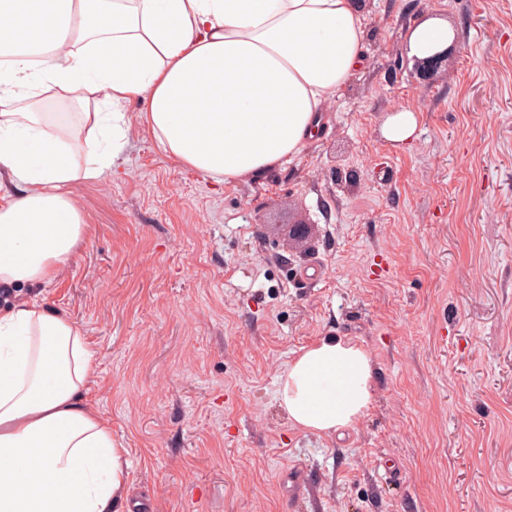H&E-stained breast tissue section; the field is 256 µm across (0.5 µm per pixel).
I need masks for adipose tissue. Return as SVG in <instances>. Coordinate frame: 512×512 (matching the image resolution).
Masks as SVG:
<instances>
[{
    "instance_id": "ef3b65f1",
    "label": "adipose tissue",
    "mask_w": 512,
    "mask_h": 512,
    "mask_svg": "<svg viewBox=\"0 0 512 512\" xmlns=\"http://www.w3.org/2000/svg\"><path fill=\"white\" fill-rule=\"evenodd\" d=\"M355 0H0V288L40 286L70 265L87 226L73 183L118 167L123 107L139 99L159 146L210 178H260L298 158L326 102L364 65ZM453 39L432 18L408 36L425 57ZM59 104L42 109V94ZM86 112L102 142L75 132ZM94 352L39 301L0 310V512H119L128 450L85 399ZM374 356L325 337L279 381L295 429L355 424L374 396Z\"/></svg>"
}]
</instances>
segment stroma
<instances>
[{
  "label": "stroma",
  "instance_id": "35a3bbf8",
  "mask_svg": "<svg viewBox=\"0 0 512 512\" xmlns=\"http://www.w3.org/2000/svg\"><path fill=\"white\" fill-rule=\"evenodd\" d=\"M360 8L365 64L298 159L215 181L131 101L124 165L71 187L74 261L0 295L82 326L131 512H512V0ZM434 16L455 39L422 73L407 33ZM398 105L419 116L408 143L381 132ZM327 336L376 365L339 437L278 404L290 359Z\"/></svg>",
  "mask_w": 512,
  "mask_h": 512
}]
</instances>
